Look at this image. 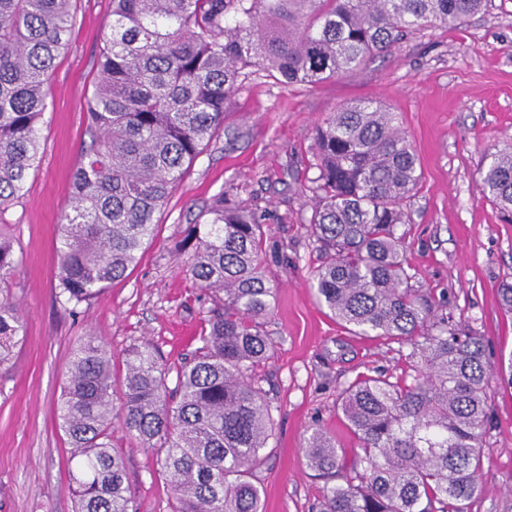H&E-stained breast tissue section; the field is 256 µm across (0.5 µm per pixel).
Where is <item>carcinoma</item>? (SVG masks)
<instances>
[{
    "mask_svg": "<svg viewBox=\"0 0 512 512\" xmlns=\"http://www.w3.org/2000/svg\"><path fill=\"white\" fill-rule=\"evenodd\" d=\"M73 0H0V215L39 163L49 79L68 49ZM487 0H112L85 112L91 143L61 215L56 297L72 314L124 279L155 237V213L224 126V110L260 67L279 82L317 85L392 51L409 33L454 28ZM311 236L323 262L314 288L348 330L409 348L412 373L364 376L338 407L361 454L351 465L322 429L308 466L324 481L317 512H466L482 488L480 442L493 372L485 345L412 288L398 225L420 174L398 114L343 105L315 129ZM482 196L512 214V146L490 153ZM256 212L218 198L183 240L188 271L213 301L192 356L177 370L139 340L125 355L112 411V350L88 336L71 352L57 407L74 469L75 512H129L118 425L156 452L169 512H260L255 470L272 436L256 369L272 355L262 330L276 285L262 262ZM15 267L0 233V282ZM0 300V363L24 337Z\"/></svg>",
    "mask_w": 512,
    "mask_h": 512,
    "instance_id": "cac0c4a2",
    "label": "carcinoma"
}]
</instances>
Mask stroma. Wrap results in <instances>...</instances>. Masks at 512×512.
I'll use <instances>...</instances> for the list:
<instances>
[{"instance_id": "obj_1", "label": "stroma", "mask_w": 512, "mask_h": 512, "mask_svg": "<svg viewBox=\"0 0 512 512\" xmlns=\"http://www.w3.org/2000/svg\"><path fill=\"white\" fill-rule=\"evenodd\" d=\"M74 7L70 46L49 83L40 163L4 216L16 264L0 283V299L17 305L25 336L0 364V512L74 510L56 410L80 340L103 339L119 365L136 340L154 343L170 368L190 358L211 304L186 272L181 242L223 194L262 215L263 260L277 284L262 322L273 356L257 369L274 419L256 471L263 512H312L323 490L305 456L312 428L353 461L358 442L336 406L340 391L362 375L397 379L410 370L407 347L348 333L310 288L321 264L307 230L314 128L343 104L379 102L397 112L419 157L421 178L398 228L412 286L468 323L492 366L512 362V314L498 296L499 286L512 282V222L479 187L488 152L512 143V0H488L457 27L424 29L315 86L252 74L228 106L223 129L157 213L156 236L138 264L77 315L55 294L58 224L90 143L82 102L97 80L112 3L74 0ZM488 394L484 490L467 512H512V389L494 382ZM112 445L125 461L135 512H169L155 455L119 430Z\"/></svg>"}]
</instances>
